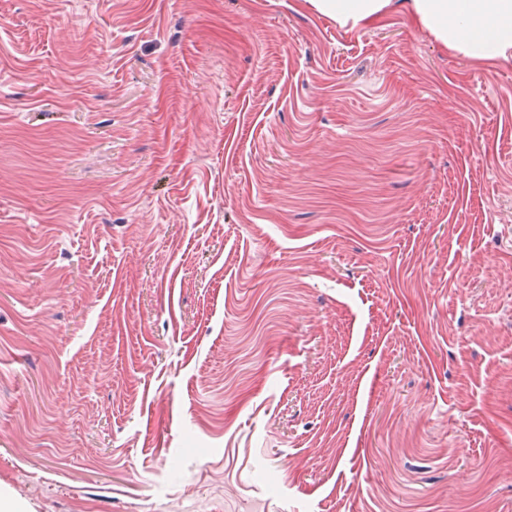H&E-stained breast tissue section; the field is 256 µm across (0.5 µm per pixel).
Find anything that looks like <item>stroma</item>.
<instances>
[{
    "label": "stroma",
    "mask_w": 512,
    "mask_h": 512,
    "mask_svg": "<svg viewBox=\"0 0 512 512\" xmlns=\"http://www.w3.org/2000/svg\"><path fill=\"white\" fill-rule=\"evenodd\" d=\"M0 497L512 512V66L403 0H0ZM393 0H309L320 13L341 26L371 24L384 14Z\"/></svg>",
    "instance_id": "35a3bbf8"
}]
</instances>
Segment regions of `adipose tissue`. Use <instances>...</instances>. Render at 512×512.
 <instances>
[{"mask_svg":"<svg viewBox=\"0 0 512 512\" xmlns=\"http://www.w3.org/2000/svg\"><path fill=\"white\" fill-rule=\"evenodd\" d=\"M342 26L376 21L392 0H309ZM416 25L444 49L485 66L512 64V0H404Z\"/></svg>","mask_w":512,"mask_h":512,"instance_id":"ef3b65f1","label":"adipose tissue"}]
</instances>
